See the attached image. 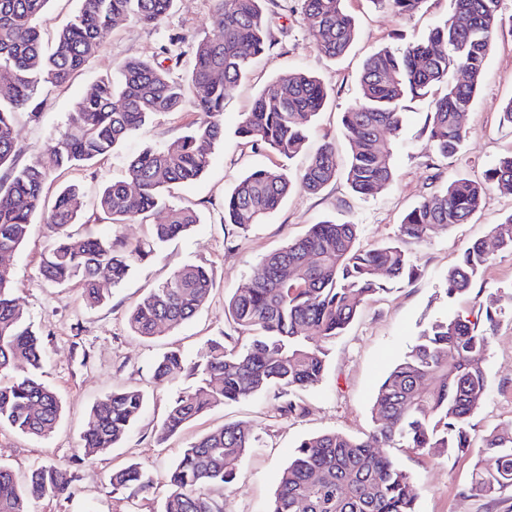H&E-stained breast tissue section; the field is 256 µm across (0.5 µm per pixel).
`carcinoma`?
Segmentation results:
<instances>
[{
    "instance_id": "carcinoma-1",
    "label": "carcinoma",
    "mask_w": 512,
    "mask_h": 512,
    "mask_svg": "<svg viewBox=\"0 0 512 512\" xmlns=\"http://www.w3.org/2000/svg\"><path fill=\"white\" fill-rule=\"evenodd\" d=\"M51 0H0V257L16 252L36 214L43 210V185L53 169H69L104 159L133 137L153 116L180 112L192 101L200 118L173 143L148 147L129 163V181L112 182L97 208L110 224L142 221L167 209L153 225V244L165 243L200 222L189 207L166 208L163 190L199 178L215 147L224 141V99L228 86L244 78L257 57L272 46L266 0H213L220 31L191 45L187 79L160 62L129 59L117 75L101 79L70 113L64 137L50 148V164L16 166L15 116L36 113L50 91L85 67L103 32L133 19L160 26L175 0H81L77 14L44 44L38 20ZM313 45L336 59L351 46L355 23L344 0H301ZM411 16L426 0H370ZM502 0H454L449 17L427 39L403 48L381 47L364 61L355 102L342 116L350 147L346 160L332 142H323L300 174L301 185L317 192L342 173L350 190L373 196L395 180L386 134L402 126L404 103L443 86L432 102L427 140L443 157L455 155L466 132L461 114L470 110L482 83L495 39L502 29ZM463 72L462 82L453 74ZM328 93L305 71H291L257 96L236 130L245 143L292 158L301 153ZM137 185L136 194L128 183ZM292 181L277 166L237 178L224 198V223L252 224L274 212ZM512 192V153L486 169L483 180L463 176L413 207L403 217L397 239L374 248L357 246L356 224L322 221L300 238L263 259L265 277L250 281L224 302V315L239 336L228 346L214 341L189 365L172 350L155 364L154 379L168 384L189 373L201 383L174 398L160 427L171 437L209 409L278 386L288 396L279 406L299 415L297 394L319 385L325 375L328 345L336 342L363 305L383 291L378 271L388 278H412L416 265L407 248L424 241L439 225L467 224L487 203L491 189ZM84 202L79 189L64 188L48 214L50 244L40 273L52 283H74L85 300H106L105 279L119 286L147 251L140 245L70 228ZM512 251V213L493 225L489 238L468 244L448 270L446 293L464 295L489 264L494 250ZM214 281L202 265H187L164 284L149 289L131 309L133 334L152 338L160 328L178 327L208 302ZM487 331L459 315L433 322L384 377L372 406L367 438L326 432L302 440L282 472L268 512H417L411 476L384 449L400 443L418 451L464 452L468 425L488 390ZM44 348L13 291L7 266H0V426L43 438L61 413L57 393L40 378ZM145 398L137 389L112 391L97 401L80 451L97 456L120 444L141 414ZM256 437L238 423H225L183 449L167 474L168 491L160 512H223L224 487L236 478ZM493 468L479 465L472 483L494 497L512 489V435L491 432L483 439ZM115 490L151 487L149 473L137 464L114 470ZM71 476L55 464H41L23 481L0 466V512H30L33 502L68 492ZM305 508H300V504Z\"/></svg>"
}]
</instances>
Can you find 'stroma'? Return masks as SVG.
Returning <instances> with one entry per match:
<instances>
[{"label":"stroma","instance_id":"stroma-1","mask_svg":"<svg viewBox=\"0 0 512 512\" xmlns=\"http://www.w3.org/2000/svg\"><path fill=\"white\" fill-rule=\"evenodd\" d=\"M452 7L453 0H426L419 12L404 17L374 7L370 0H345V8L355 20V38L345 56L331 59L312 44L301 0H268L275 45L247 78L228 89L223 143L215 148L210 166L198 180L164 192L168 205L193 208L200 216L199 224L137 262L103 304L88 305L78 286H60L42 277L39 264L50 238L45 215L35 217L26 240L10 259L11 272L15 296L43 342L42 380L59 396L62 413L54 432L45 438L0 428V465L21 477L38 465L56 464L70 472L72 481L69 494L37 500L31 512H158L167 492L166 474L182 448L227 422L247 426L257 442L240 463L235 481L224 490V512H266L280 474L301 440L328 431L359 437L368 434L380 382L421 331L450 314L476 320L488 307L499 312L489 331L485 360L489 389L470 420L468 451L448 456L397 446L389 454L412 475L418 512H512V489L489 498L472 487L474 467L483 457V436L494 429L512 431V252H496L468 294L452 299L446 294L448 271L462 249L487 237L492 225L512 214V194L496 189L470 223L438 227L426 242L411 245L416 277L391 283L388 292L368 301L331 346L323 381L300 394L304 415H281L282 397L278 388L272 387L254 397L216 406L179 434L164 441L158 438L170 401L195 387L198 380L190 376L171 385L156 384L155 360L177 349L193 362L210 341L232 335L224 317V301L261 274L266 254L301 237L310 225L328 219L357 224L359 243L366 248L393 240L403 215L448 179L456 175L481 178L500 157L512 152V127L500 122L501 106L512 98V0H503V28L473 107L463 119L467 136L462 152L446 158L427 144V114L433 97L440 94L439 89H432L430 97L407 102L405 121L391 139L397 178L376 195L352 193L340 176L320 192L310 193L297 182L304 156L288 159L255 150L235 134L261 90L282 74L303 70L332 90L317 116L313 142L328 139L339 153H347L341 119L357 97L365 58L384 46L401 48L427 38ZM175 32L190 42L218 34L211 0H177L158 29L128 20L105 32L84 69L52 89L43 112L35 116L25 113L17 119L18 165L47 160L86 90L112 76L129 58L155 55L168 34ZM195 118L189 107L156 115L109 157L84 167L53 171L44 184V198L53 200L63 187L76 185L85 196V208L74 226L76 233L150 244L152 227L164 221V212L144 222L111 225L100 221L96 199L105 185L127 179L131 157L145 148L177 140ZM273 165L287 169L295 180L282 205L255 224L240 228L225 223L224 197L233 180L255 168ZM189 264L205 266L214 279L215 289L206 307L181 326L154 338L133 335L128 315L134 304L148 289L163 284ZM123 388L145 393L141 416L117 447L93 458L84 457L81 438L93 404ZM133 463L150 472L151 489L137 494L112 489L106 474Z\"/></svg>","mask_w":512,"mask_h":512}]
</instances>
